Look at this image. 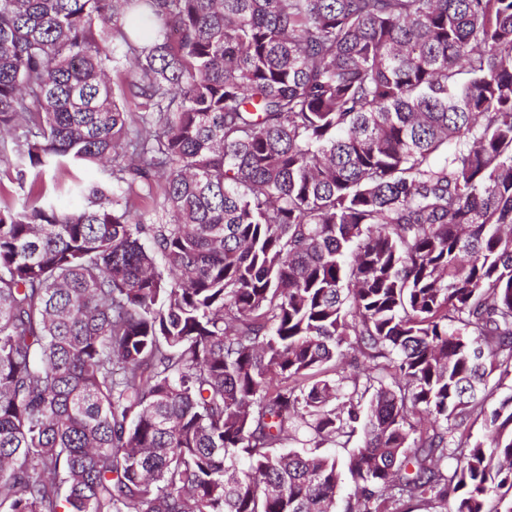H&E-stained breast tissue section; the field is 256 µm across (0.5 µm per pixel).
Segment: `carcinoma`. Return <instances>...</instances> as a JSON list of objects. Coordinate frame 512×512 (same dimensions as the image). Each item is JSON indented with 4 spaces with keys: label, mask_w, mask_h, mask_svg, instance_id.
Masks as SVG:
<instances>
[{
    "label": "carcinoma",
    "mask_w": 512,
    "mask_h": 512,
    "mask_svg": "<svg viewBox=\"0 0 512 512\" xmlns=\"http://www.w3.org/2000/svg\"><path fill=\"white\" fill-rule=\"evenodd\" d=\"M0 165V512L512 492V0H0ZM16 174L13 170L10 171L9 175H2L0 181V201L4 202L17 201L19 197H22L25 190H28L29 183L32 180V174L28 173L25 180V188L23 190L19 187L17 180H15Z\"/></svg>",
    "instance_id": "carcinoma-1"
}]
</instances>
